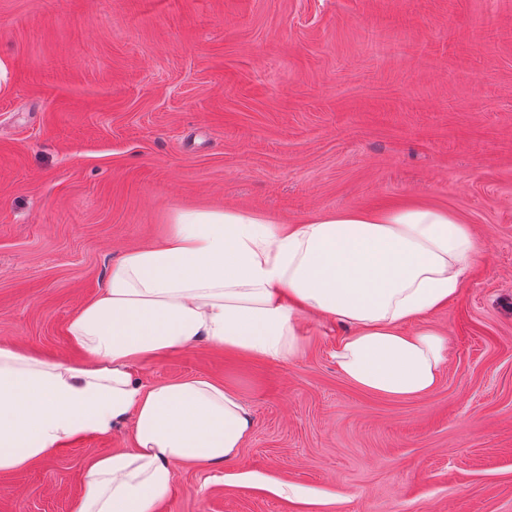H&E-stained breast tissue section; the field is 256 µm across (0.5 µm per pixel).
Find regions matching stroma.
<instances>
[{"instance_id": "1", "label": "stroma", "mask_w": 512, "mask_h": 512, "mask_svg": "<svg viewBox=\"0 0 512 512\" xmlns=\"http://www.w3.org/2000/svg\"><path fill=\"white\" fill-rule=\"evenodd\" d=\"M390 205L478 242L427 319L439 388L352 386L344 328L308 318L285 359L195 342L140 362L252 415L158 512H512V0H0V343L82 362L70 316L174 211ZM129 446L121 427L0 472V512H69L90 459Z\"/></svg>"}]
</instances>
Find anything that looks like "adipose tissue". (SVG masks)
I'll list each match as a JSON object with an SVG mask.
<instances>
[{
    "mask_svg": "<svg viewBox=\"0 0 512 512\" xmlns=\"http://www.w3.org/2000/svg\"><path fill=\"white\" fill-rule=\"evenodd\" d=\"M477 255L468 224L426 206L327 211L295 224L242 209L174 212L69 319L84 362L0 344V472L123 425L131 448L90 462L70 512H157L176 464L233 459L251 416L221 382L147 384L135 364L200 341L284 359L299 350L302 314L347 328L332 356L352 385L426 397L448 339L420 322L456 295Z\"/></svg>",
    "mask_w": 512,
    "mask_h": 512,
    "instance_id": "1",
    "label": "adipose tissue"
}]
</instances>
